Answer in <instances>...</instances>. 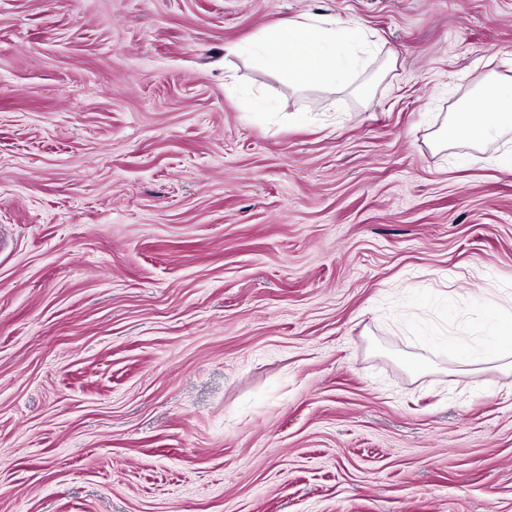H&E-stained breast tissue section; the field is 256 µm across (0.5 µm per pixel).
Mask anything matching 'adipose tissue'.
Returning a JSON list of instances; mask_svg holds the SVG:
<instances>
[{"instance_id":"adipose-tissue-1","label":"adipose tissue","mask_w":512,"mask_h":512,"mask_svg":"<svg viewBox=\"0 0 512 512\" xmlns=\"http://www.w3.org/2000/svg\"><path fill=\"white\" fill-rule=\"evenodd\" d=\"M370 42L357 26L337 27L317 16L272 23L246 52L273 70L288 74L298 89L333 92L364 68ZM477 106L458 107L450 114L444 137L479 144L512 131V79L492 78L480 88Z\"/></svg>"}]
</instances>
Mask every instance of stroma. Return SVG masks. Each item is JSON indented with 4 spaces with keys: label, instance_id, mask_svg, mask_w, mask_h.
Returning <instances> with one entry per match:
<instances>
[{
    "label": "stroma",
    "instance_id": "1",
    "mask_svg": "<svg viewBox=\"0 0 512 512\" xmlns=\"http://www.w3.org/2000/svg\"><path fill=\"white\" fill-rule=\"evenodd\" d=\"M305 14L349 88L233 54ZM493 73L512 0H0V512H512ZM478 98L476 107H456L450 112L442 141L479 144L512 131V79L487 80ZM490 345L492 348V356L499 358H508L511 356L512 348V313L505 312L501 318L494 322Z\"/></svg>",
    "mask_w": 512,
    "mask_h": 512
}]
</instances>
